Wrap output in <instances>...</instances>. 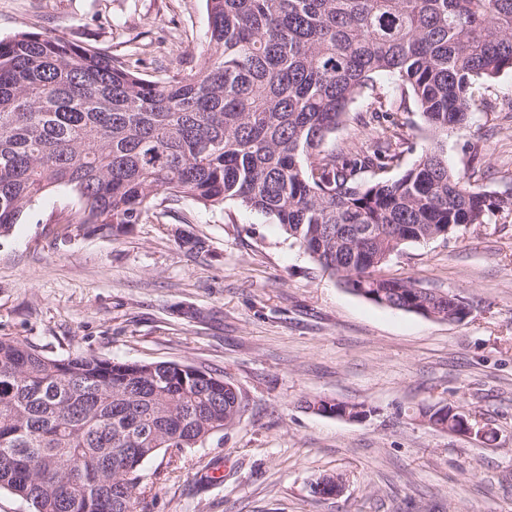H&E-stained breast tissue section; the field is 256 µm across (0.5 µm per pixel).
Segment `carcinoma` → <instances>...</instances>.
Wrapping results in <instances>:
<instances>
[{
    "label": "carcinoma",
    "instance_id": "carcinoma-1",
    "mask_svg": "<svg viewBox=\"0 0 512 512\" xmlns=\"http://www.w3.org/2000/svg\"><path fill=\"white\" fill-rule=\"evenodd\" d=\"M207 46L183 69L47 31L0 39V236L55 187L80 223L125 232L151 202H237L280 224L329 275L380 306L442 304L386 275L409 244L512 211V196L448 167L439 141L394 179L414 144L374 77L397 76L437 137L465 127L480 83L512 71V0H205ZM369 95L377 136L332 137ZM173 361L49 355L0 336V490L30 512H135L143 464L181 460L240 419L224 376Z\"/></svg>",
    "mask_w": 512,
    "mask_h": 512
}]
</instances>
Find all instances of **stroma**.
Returning <instances> with one entry per match:
<instances>
[{
	"label": "stroma",
	"mask_w": 512,
	"mask_h": 512,
	"mask_svg": "<svg viewBox=\"0 0 512 512\" xmlns=\"http://www.w3.org/2000/svg\"><path fill=\"white\" fill-rule=\"evenodd\" d=\"M43 29L171 70L199 55L204 0H0V38ZM470 123L443 138L448 165L512 194V72L483 89ZM58 188L0 238V336L115 362L174 361L223 375L247 408L233 426L141 469L136 512H512V211L406 246L388 266L466 296L449 323L376 305L324 273L282 228L234 202L152 206L105 236ZM205 241L190 256L175 230ZM307 397L366 404L364 421L305 409ZM446 400L492 442L415 421ZM224 480L200 484L202 474ZM342 474V496L312 482Z\"/></svg>",
	"instance_id": "obj_1"
}]
</instances>
